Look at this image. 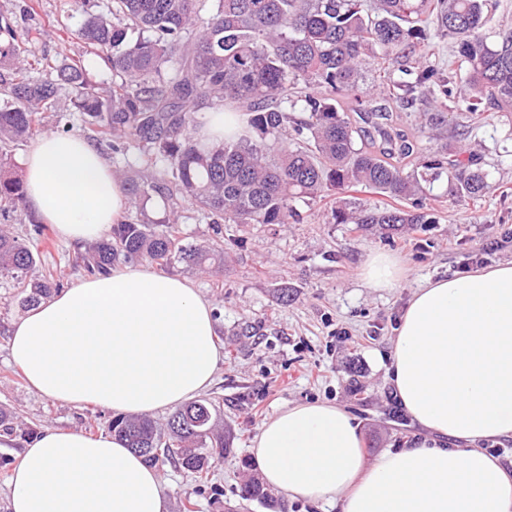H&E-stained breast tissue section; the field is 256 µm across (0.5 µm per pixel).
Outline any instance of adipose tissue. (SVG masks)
Returning a JSON list of instances; mask_svg holds the SVG:
<instances>
[{
	"instance_id": "obj_1",
	"label": "adipose tissue",
	"mask_w": 512,
	"mask_h": 512,
	"mask_svg": "<svg viewBox=\"0 0 512 512\" xmlns=\"http://www.w3.org/2000/svg\"><path fill=\"white\" fill-rule=\"evenodd\" d=\"M31 210L65 240L107 237L127 207L111 166L84 139L50 132L24 158ZM369 287H400L402 261L368 256ZM9 357L44 398L138 415L211 384L222 357L211 305L188 280L113 268L18 317ZM388 375L424 430L367 459L341 406L297 403L264 421L251 454L263 482L341 512H512V469L482 449L512 438V262L428 281L410 296ZM456 440L453 448L442 439ZM10 512H166L158 468L112 434L47 427L12 465Z\"/></svg>"
}]
</instances>
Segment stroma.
I'll list each match as a JSON object with an SVG mask.
<instances>
[{
	"instance_id": "stroma-1",
	"label": "stroma",
	"mask_w": 512,
	"mask_h": 512,
	"mask_svg": "<svg viewBox=\"0 0 512 512\" xmlns=\"http://www.w3.org/2000/svg\"><path fill=\"white\" fill-rule=\"evenodd\" d=\"M20 0H0V13L19 27L37 30L34 51L51 57L84 58L93 72L99 60L64 28L73 0H36L31 15L21 16ZM466 114L448 112V143L475 155L488 175L490 193L475 206L448 196L447 176L423 183L421 196L436 221L405 225L384 236L336 223L334 208L381 203L367 190L329 192L298 202V224H227L224 266L204 273L177 266L174 276L188 279L207 300L216 323L222 359L204 396L217 407L215 422L229 433L230 447L212 468L213 485L197 492L192 474L167 464V512H183L196 495L199 512H271L242 500L241 480L256 474L251 443L262 422L279 409L322 401L344 407L359 422L367 457L396 451L423 438L408 415H396L388 379V355L399 316L411 294L428 280L512 262V115L492 114L470 131ZM43 265L53 267L62 288L84 278L76 262L79 248L52 236L37 242ZM376 250L400 256L407 275L400 287L369 288L361 270ZM288 291L287 302L276 298ZM14 281L0 278V409L12 417L15 447H0V512H8L11 476L2 460H15L29 435L56 426L96 436L106 432L111 410L75 407L44 398L29 389L22 371L9 359L8 338L22 314Z\"/></svg>"
}]
</instances>
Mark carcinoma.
I'll list each match as a JSON object with an SVG mask.
<instances>
[{
  "label": "carcinoma",
  "instance_id": "1",
  "mask_svg": "<svg viewBox=\"0 0 512 512\" xmlns=\"http://www.w3.org/2000/svg\"><path fill=\"white\" fill-rule=\"evenodd\" d=\"M78 0L82 21L71 35L97 57L110 77L97 80L82 58L31 53V30L0 15V215L25 207L20 177L6 170L7 152L46 127L60 101L78 115L92 140L116 154L136 150L117 167L136 202H162L159 218L112 225L107 238L78 255L90 275L120 262L162 269L184 264L209 270L224 263V245L186 241L183 204L205 211L222 235L226 224H291L295 201L326 191L364 187L408 209L390 205L335 211L336 223L361 230L431 224L416 198L409 168L413 145L393 130L391 110L429 99L422 124L443 134L454 86L423 63L429 28L452 41L469 91L465 111L478 124L486 112H512V30L495 43L483 33L487 0ZM372 72V90L359 82ZM221 107L247 116L241 133L211 146L195 136L199 115ZM306 118L283 140L289 113ZM356 113L361 127L350 117ZM453 171L448 196L477 203L490 190L474 158L440 145L435 165ZM39 253L0 229V277L22 288L20 303L37 305L58 290L50 268L35 273ZM213 405L192 402L175 411L166 429L145 416L114 417L109 431L151 465L173 463L203 485L230 439L214 430ZM241 494L270 508L274 500L252 477Z\"/></svg>",
  "mask_w": 512,
  "mask_h": 512
}]
</instances>
